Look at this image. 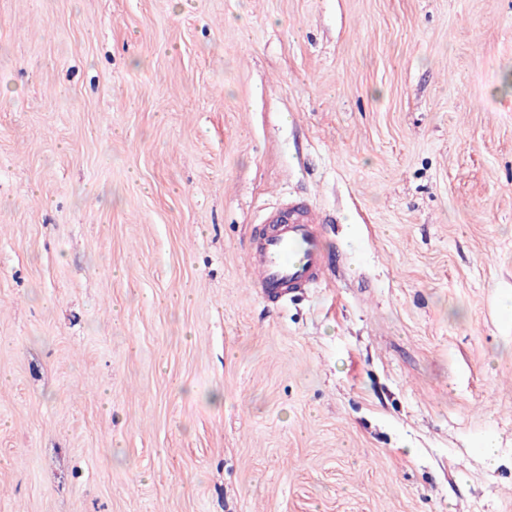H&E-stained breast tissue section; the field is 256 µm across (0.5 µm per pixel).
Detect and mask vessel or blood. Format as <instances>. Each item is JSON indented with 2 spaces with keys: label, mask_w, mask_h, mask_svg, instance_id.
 I'll list each match as a JSON object with an SVG mask.
<instances>
[{
  "label": "vessel or blood",
  "mask_w": 512,
  "mask_h": 512,
  "mask_svg": "<svg viewBox=\"0 0 512 512\" xmlns=\"http://www.w3.org/2000/svg\"><path fill=\"white\" fill-rule=\"evenodd\" d=\"M266 229L251 237L250 281L259 297L279 303L318 287L328 266L321 247L322 219L303 200H288L264 217Z\"/></svg>",
  "instance_id": "1"
}]
</instances>
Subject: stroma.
<instances>
[{"label": "stroma", "instance_id": "stroma-1", "mask_svg": "<svg viewBox=\"0 0 512 512\" xmlns=\"http://www.w3.org/2000/svg\"><path fill=\"white\" fill-rule=\"evenodd\" d=\"M510 77L512 0H0V512H512ZM261 224L268 228L250 238L247 252L251 285L259 297L276 304L320 286L328 266L320 243L325 223L316 208L288 199Z\"/></svg>", "mask_w": 512, "mask_h": 512}]
</instances>
